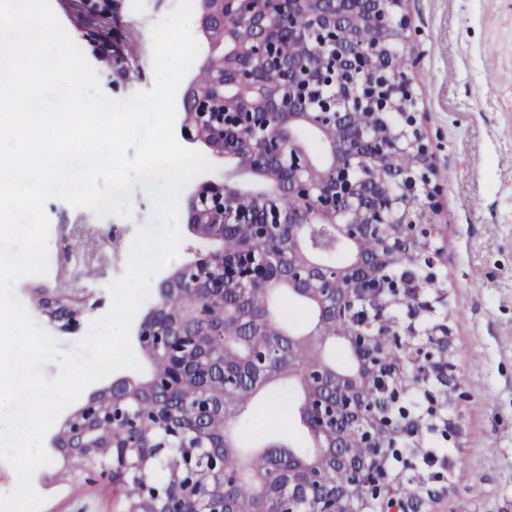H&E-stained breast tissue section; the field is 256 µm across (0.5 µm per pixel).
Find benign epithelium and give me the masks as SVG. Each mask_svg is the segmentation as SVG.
<instances>
[{"label": "benign epithelium", "mask_w": 512, "mask_h": 512, "mask_svg": "<svg viewBox=\"0 0 512 512\" xmlns=\"http://www.w3.org/2000/svg\"><path fill=\"white\" fill-rule=\"evenodd\" d=\"M403 0H203L202 28L215 35L214 54L199 69L194 86L182 99L181 135L201 138L218 155L254 177L251 182L200 183L188 202L189 223L215 245L165 276L160 290L174 293L182 276L189 288L211 275L213 291L269 283L270 267L254 262V244L268 240L271 224L293 229V254L307 246L319 224L333 228L335 242L348 252L349 267L336 276L335 297L328 300L318 265L297 258L288 263L289 292L315 305L318 324L303 332L318 354L334 338L349 352L336 366V385L320 395L327 368L322 360L298 379L302 421L313 419L318 434L309 437L306 479L288 472L284 492L295 504L291 512H368L391 500L388 465L409 448L405 435L426 429L453 432L442 414L438 395L457 392L462 381L448 361V326H422L419 316L433 309L424 299L438 279L440 250L432 248L428 215L437 189L431 185V154L418 124L414 81L382 60L395 56L416 63L409 51V17ZM364 18L378 30L360 44L351 19ZM268 70L279 74L271 84ZM277 116L274 126L259 125L254 113ZM310 127L323 146L308 150L296 129ZM413 157L402 172L383 171L393 150ZM288 193L304 206L288 214L271 200ZM248 230L251 244L224 253L223 235L213 229ZM377 229V253L367 256L352 243ZM404 254L400 273L379 275L383 253ZM333 314H328L327 302ZM39 307L54 321H78L79 302L43 289ZM345 322V331H329V317ZM142 347L160 365L145 390L154 403L150 416L129 406L126 388L113 383L94 393L64 421L51 438V450L84 472L112 477L127 488L121 512H220L217 499L234 496L235 484L224 481V449L209 443L215 398L207 391L197 399L192 433L170 420L178 403L176 381L192 376L193 339L182 318L167 308L152 311L139 325ZM395 344L412 355L406 368L385 362ZM437 382L428 392L426 416L404 404L408 382ZM150 418L166 433L144 446L112 436V422L135 433Z\"/></svg>", "instance_id": "1"}]
</instances>
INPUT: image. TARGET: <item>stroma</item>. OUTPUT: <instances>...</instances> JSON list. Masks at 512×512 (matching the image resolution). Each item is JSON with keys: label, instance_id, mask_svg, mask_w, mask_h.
I'll use <instances>...</instances> for the list:
<instances>
[{"label": "stroma", "instance_id": "1", "mask_svg": "<svg viewBox=\"0 0 512 512\" xmlns=\"http://www.w3.org/2000/svg\"><path fill=\"white\" fill-rule=\"evenodd\" d=\"M178 0H51L59 20L99 75L108 50L129 59L126 74L105 86L124 98L151 89V27ZM409 46L420 77L414 84L418 122L432 144V181L440 189L432 216L443 258L427 289L435 319L450 328L448 359L463 382L445 411L453 436L424 434L420 454L391 462L396 486L427 498L425 512H512V0H405ZM134 217L97 218L84 208L49 199V270L21 279L17 297L59 344L72 350L92 320L111 304L107 286L125 271L136 227L151 205L142 184L132 188ZM92 295L98 305L74 328L47 317L33 291ZM270 398L249 407L241 432L263 425L271 438L306 441L298 419L270 412ZM440 448L430 466L422 453ZM33 486L45 496L42 512H113L111 480L67 467L61 458L38 468Z\"/></svg>", "mask_w": 512, "mask_h": 512}]
</instances>
